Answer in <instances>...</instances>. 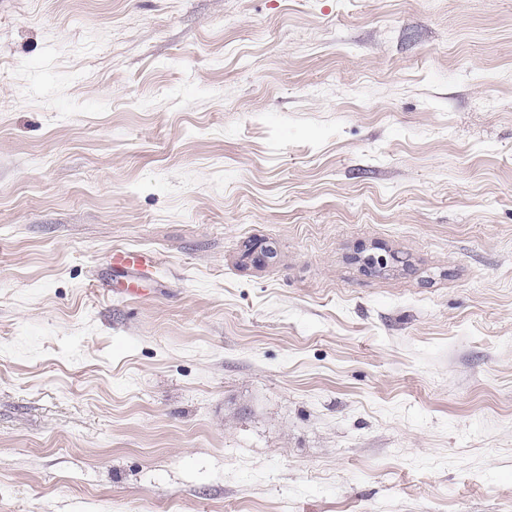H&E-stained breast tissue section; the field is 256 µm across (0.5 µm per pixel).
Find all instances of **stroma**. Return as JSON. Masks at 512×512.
<instances>
[{
  "mask_svg": "<svg viewBox=\"0 0 512 512\" xmlns=\"http://www.w3.org/2000/svg\"><path fill=\"white\" fill-rule=\"evenodd\" d=\"M0 512H512V0H0ZM110 263L114 269L132 270L145 276L155 267L156 261L152 253L124 248L113 249Z\"/></svg>",
  "mask_w": 512,
  "mask_h": 512,
  "instance_id": "35a3bbf8",
  "label": "stroma"
}]
</instances>
